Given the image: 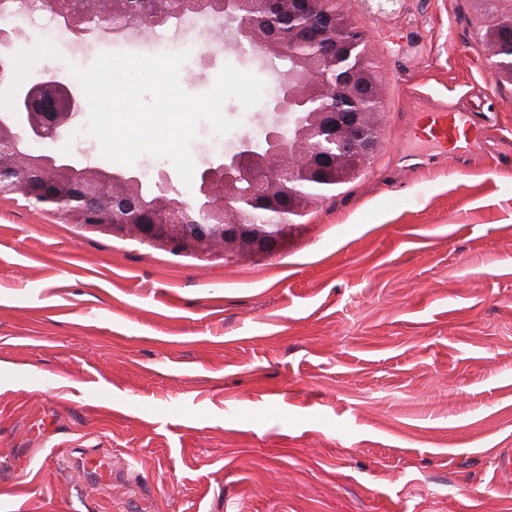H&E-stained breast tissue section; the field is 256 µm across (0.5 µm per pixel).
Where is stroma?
I'll return each instance as SVG.
<instances>
[{
    "label": "stroma",
    "instance_id": "35a3bbf8",
    "mask_svg": "<svg viewBox=\"0 0 512 512\" xmlns=\"http://www.w3.org/2000/svg\"><path fill=\"white\" fill-rule=\"evenodd\" d=\"M367 32L384 123L368 169L271 254H173L0 194V512H512V84L479 0H338ZM216 24L179 84L224 67L263 100L200 122L196 168L276 123L269 68ZM121 41L32 77L69 78ZM442 107L484 125L412 136ZM108 455L112 478L71 472Z\"/></svg>",
    "mask_w": 512,
    "mask_h": 512
}]
</instances>
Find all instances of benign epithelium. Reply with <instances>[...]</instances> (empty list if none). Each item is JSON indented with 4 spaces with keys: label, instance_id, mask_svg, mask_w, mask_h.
I'll return each mask as SVG.
<instances>
[{
    "label": "benign epithelium",
    "instance_id": "7a95c632",
    "mask_svg": "<svg viewBox=\"0 0 512 512\" xmlns=\"http://www.w3.org/2000/svg\"><path fill=\"white\" fill-rule=\"evenodd\" d=\"M60 28L76 40L129 37L173 18L197 14L222 16L224 47H256L255 60L275 65L286 55L292 67L279 73L270 102L278 124L256 141L244 137L231 151L208 163L196 181L199 205L142 193L143 181L119 169L103 178L101 170L69 156L34 154L25 143L56 140L83 115L79 88L55 76L18 88L15 113L0 114V184L64 218L108 224L139 237L170 245L219 243L226 251L247 245L270 253L295 228L294 215L321 200L297 194L292 206L260 212L267 197L306 186L317 169L350 178L369 163L381 135L379 83L365 51V31L336 9V0H139L122 24L130 0H38ZM486 12L487 31L504 17L512 19V0H495ZM22 38L17 29L0 28V86L11 79L13 54ZM489 69L512 81L495 50Z\"/></svg>",
    "mask_w": 512,
    "mask_h": 512
}]
</instances>
